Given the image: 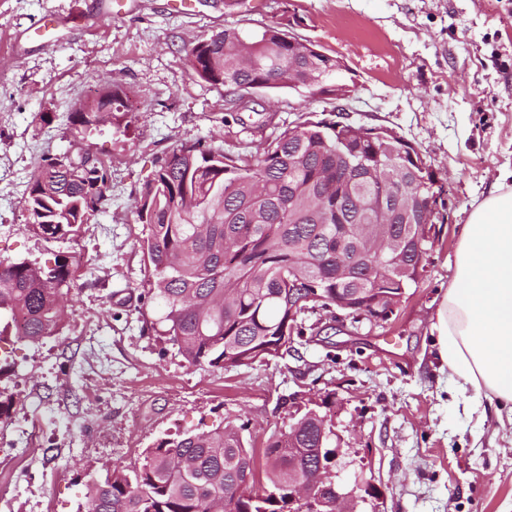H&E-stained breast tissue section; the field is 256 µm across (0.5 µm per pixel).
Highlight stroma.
I'll return each mask as SVG.
<instances>
[{"label":"stroma","instance_id":"1","mask_svg":"<svg viewBox=\"0 0 512 512\" xmlns=\"http://www.w3.org/2000/svg\"><path fill=\"white\" fill-rule=\"evenodd\" d=\"M0 0V260H53L22 207L44 154L90 150L112 162V202L71 249L82 263L62 335L0 337V512H86L87 484L139 462L182 431L248 423L256 453L287 432L294 407L329 399L334 444L374 480L384 512H512V427L495 406L466 408L432 345L431 324L454 272L463 224L512 171V0ZM65 19L46 45L24 31ZM289 17L302 42L345 60L344 100L306 89L231 100L191 74L186 47L232 24ZM116 86L135 103L129 126L80 143L75 103ZM311 115L396 131L436 170L442 191L416 287L387 321L311 315L288 354L220 370L191 367L143 309L135 200L177 145H223L254 159L272 131ZM38 427L32 442L25 429Z\"/></svg>","mask_w":512,"mask_h":512}]
</instances>
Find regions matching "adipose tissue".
Here are the masks:
<instances>
[{
	"instance_id": "adipose-tissue-1",
	"label": "adipose tissue",
	"mask_w": 512,
	"mask_h": 512,
	"mask_svg": "<svg viewBox=\"0 0 512 512\" xmlns=\"http://www.w3.org/2000/svg\"><path fill=\"white\" fill-rule=\"evenodd\" d=\"M431 334L456 387L495 403L512 422L511 185L498 184L464 225Z\"/></svg>"
}]
</instances>
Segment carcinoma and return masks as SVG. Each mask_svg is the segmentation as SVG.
<instances>
[{
	"mask_svg": "<svg viewBox=\"0 0 512 512\" xmlns=\"http://www.w3.org/2000/svg\"><path fill=\"white\" fill-rule=\"evenodd\" d=\"M285 30L245 33L233 25L196 40L192 75L230 92L336 82V60L305 45L288 48ZM124 121L123 91L107 87L69 132L99 131L98 111ZM351 123L309 118L272 134L255 162L220 145L173 148L161 159L135 210L147 276L143 303L190 366H250L288 352L308 315L338 308L370 318L369 301L400 299L417 285L429 224L421 201L432 194L424 173L394 143H364L352 154ZM112 197L105 163L88 151L48 155L23 199L28 224L46 242L70 243L106 212ZM79 262L0 261V336L33 344L63 328L62 304ZM22 326H17V322ZM327 400L314 403L264 450L267 486H257L248 424L160 438L141 462L92 482L86 512H291L288 481L321 478L332 447Z\"/></svg>",
	"mask_w": 512,
	"mask_h": 512,
	"instance_id": "obj_1",
	"label": "carcinoma"
}]
</instances>
